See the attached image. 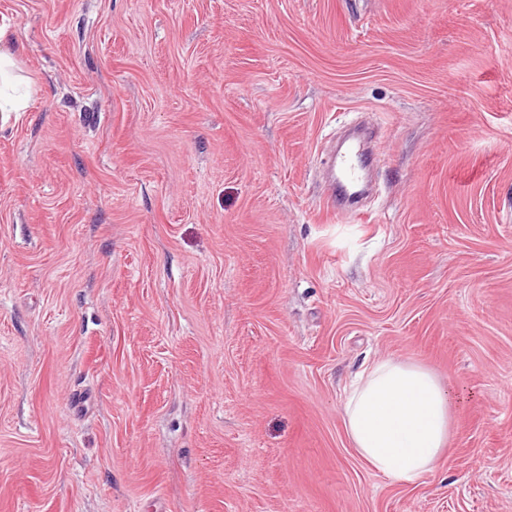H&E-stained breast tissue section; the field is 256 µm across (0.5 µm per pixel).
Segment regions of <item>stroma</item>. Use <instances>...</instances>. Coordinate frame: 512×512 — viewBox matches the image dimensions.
I'll list each match as a JSON object with an SVG mask.
<instances>
[{"instance_id":"35a3bbf8","label":"stroma","mask_w":512,"mask_h":512,"mask_svg":"<svg viewBox=\"0 0 512 512\" xmlns=\"http://www.w3.org/2000/svg\"><path fill=\"white\" fill-rule=\"evenodd\" d=\"M0 512H512V0H0ZM377 190L329 209L345 126ZM450 382L412 484L344 426ZM9 26L0 25V115L24 112L27 108L28 92H20L23 77L18 72L16 51L13 48ZM453 394L426 367L380 360L358 374L344 425L371 469L413 483L437 465L453 430Z\"/></svg>"}]
</instances>
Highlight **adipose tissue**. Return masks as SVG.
<instances>
[{
  "label": "adipose tissue",
  "mask_w": 512,
  "mask_h": 512,
  "mask_svg": "<svg viewBox=\"0 0 512 512\" xmlns=\"http://www.w3.org/2000/svg\"><path fill=\"white\" fill-rule=\"evenodd\" d=\"M8 25H0V115L27 108ZM453 394L426 367L380 360L363 369L344 404V425L371 469L412 483L437 465L453 430Z\"/></svg>",
  "instance_id": "1"
}]
</instances>
